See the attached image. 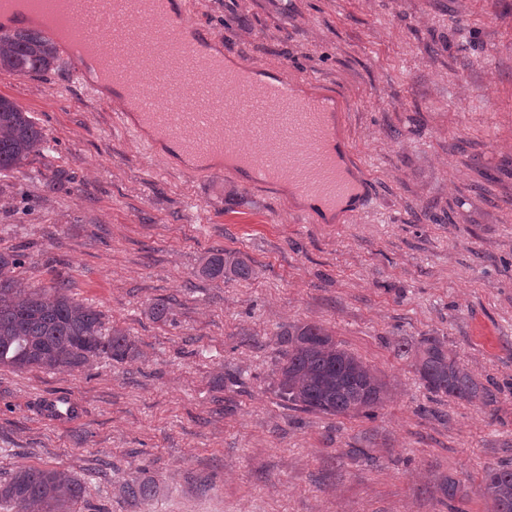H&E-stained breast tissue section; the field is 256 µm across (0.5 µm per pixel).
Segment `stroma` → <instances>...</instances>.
Returning <instances> with one entry per match:
<instances>
[{
    "label": "stroma",
    "instance_id": "stroma-1",
    "mask_svg": "<svg viewBox=\"0 0 512 512\" xmlns=\"http://www.w3.org/2000/svg\"><path fill=\"white\" fill-rule=\"evenodd\" d=\"M181 7L237 66L342 96L371 203L305 223L282 186L159 152L74 62L0 68V96L44 134L0 172V250L21 283L65 282L133 343L119 362L0 368V480L61 471L86 485L76 512H495L480 485L512 466V0ZM219 250L255 277L203 275ZM305 323L390 384L375 416L285 406L281 334ZM428 335L492 380L493 403L425 389L396 346ZM55 395L75 418L42 415ZM132 479L154 494L128 499Z\"/></svg>",
    "mask_w": 512,
    "mask_h": 512
}]
</instances>
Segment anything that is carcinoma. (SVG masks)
<instances>
[{
    "label": "carcinoma",
    "instance_id": "carcinoma-1",
    "mask_svg": "<svg viewBox=\"0 0 512 512\" xmlns=\"http://www.w3.org/2000/svg\"><path fill=\"white\" fill-rule=\"evenodd\" d=\"M57 59L56 43L40 31L17 30L0 37L1 68L37 74L52 69ZM42 142L30 113L1 96L0 170L21 168ZM18 264L17 254L0 251V367L77 368L96 359L122 361L129 356L133 344L124 330L106 326L102 314L72 298L63 283L50 289L21 286L12 276ZM204 272L244 280L253 276L251 266L221 251L212 254ZM282 336L276 385L288 407L371 417L388 399L387 383L340 348L325 328L292 325ZM397 348L414 352L415 371L431 394L489 403L488 387L461 365L440 337L424 336L412 348L405 343ZM481 491L495 503L496 512H512V467L488 468ZM84 492L80 480L56 470L21 468L0 482V503L12 512H74ZM124 493L136 501L152 495L154 487L131 480Z\"/></svg>",
    "mask_w": 512,
    "mask_h": 512
}]
</instances>
